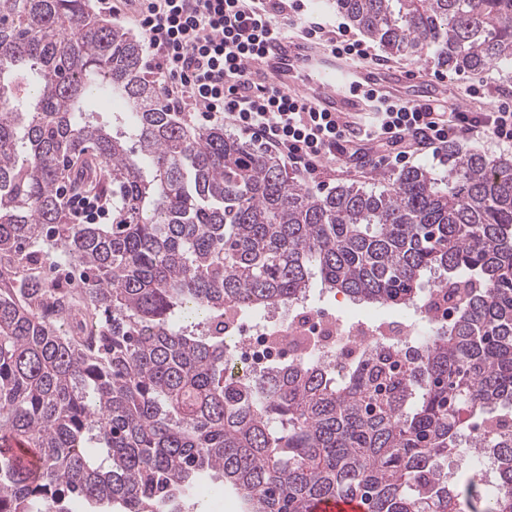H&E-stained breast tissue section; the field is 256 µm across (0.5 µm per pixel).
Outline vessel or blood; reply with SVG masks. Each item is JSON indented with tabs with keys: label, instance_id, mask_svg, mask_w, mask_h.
Wrapping results in <instances>:
<instances>
[{
	"label": "vessel or blood",
	"instance_id": "obj_1",
	"mask_svg": "<svg viewBox=\"0 0 512 512\" xmlns=\"http://www.w3.org/2000/svg\"><path fill=\"white\" fill-rule=\"evenodd\" d=\"M257 67L281 86L300 88L329 111L354 112L362 108L359 98L338 90L325 76L314 75V61L307 50L289 46L287 41L270 44ZM311 512H367V509L356 499H327L314 503Z\"/></svg>",
	"mask_w": 512,
	"mask_h": 512
}]
</instances>
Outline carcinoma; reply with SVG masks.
Instances as JSON below:
<instances>
[{"mask_svg":"<svg viewBox=\"0 0 512 512\" xmlns=\"http://www.w3.org/2000/svg\"><path fill=\"white\" fill-rule=\"evenodd\" d=\"M336 8L392 55L512 77V0ZM144 51L88 0H0V512H201V480L243 512H512V158L452 143L444 176L315 191L166 107ZM102 177L112 223H70L60 188ZM317 280L456 316L339 370L226 377L224 315ZM486 449L492 494L441 469ZM311 512H367L366 506L356 499H327L312 505Z\"/></svg>","mask_w":512,"mask_h":512,"instance_id":"carcinoma-1","label":"carcinoma"}]
</instances>
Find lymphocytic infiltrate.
<instances>
[{"label": "lymphocytic infiltrate", "instance_id": "obj_1", "mask_svg": "<svg viewBox=\"0 0 512 512\" xmlns=\"http://www.w3.org/2000/svg\"><path fill=\"white\" fill-rule=\"evenodd\" d=\"M133 22L157 58L164 103L257 139L310 180L332 162L345 173L370 163L399 169L428 151L444 163L449 142L460 136L512 147V99L486 80L468 87L470 96L494 98L484 112L370 88L365 111L349 113L325 111L297 89L253 77L256 50L281 38L324 45L345 61L379 63L374 48L346 27L305 14L303 0H141Z\"/></svg>", "mask_w": 512, "mask_h": 512}]
</instances>
